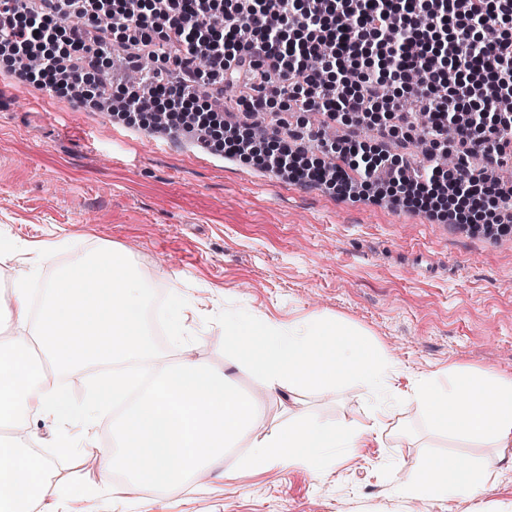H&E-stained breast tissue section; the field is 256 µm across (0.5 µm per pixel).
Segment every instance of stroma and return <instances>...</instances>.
I'll use <instances>...</instances> for the list:
<instances>
[{
    "label": "stroma",
    "instance_id": "35a3bbf8",
    "mask_svg": "<svg viewBox=\"0 0 512 512\" xmlns=\"http://www.w3.org/2000/svg\"><path fill=\"white\" fill-rule=\"evenodd\" d=\"M154 129L125 120L97 97H67L0 63V275L30 246L63 249L49 277L77 253L119 247L158 295L179 289L202 311L191 355L241 390L256 380L221 351L214 317L225 305L285 320L342 317L368 332L396 368L400 393L451 365L512 374V237L464 231L387 198L341 197L301 187L257 161L198 148L194 134L154 149ZM371 391L353 384L296 402L264 398L256 426L309 414L370 427ZM391 427L367 436L358 459L319 472L236 475L240 448L216 459L208 480L166 492L137 488L114 503L120 478L104 469L101 494L70 497V512H412L397 477L414 476L426 449L486 456L434 435L412 405L387 404ZM428 512H512V453L493 483L467 499L429 502Z\"/></svg>",
    "mask_w": 512,
    "mask_h": 512
}]
</instances>
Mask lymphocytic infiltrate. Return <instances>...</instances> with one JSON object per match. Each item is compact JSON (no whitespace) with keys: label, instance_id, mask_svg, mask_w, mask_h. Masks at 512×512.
<instances>
[{"label":"lymphocytic infiltrate","instance_id":"lymphocytic-infiltrate-1","mask_svg":"<svg viewBox=\"0 0 512 512\" xmlns=\"http://www.w3.org/2000/svg\"><path fill=\"white\" fill-rule=\"evenodd\" d=\"M512 0H43L40 9L0 0V48L14 63L40 61L32 83L84 95L113 46L142 78L120 88L125 115L165 107V126L197 134L211 150L213 97L241 88L250 113L351 114L388 140L421 142L422 160L346 138L328 142L339 164L307 162L282 146L261 156L264 168L304 185L363 186L385 179L391 196L445 212L457 222L479 214L485 234L512 223V185L490 169L512 159V122L495 101L512 98ZM91 54L94 67L64 61ZM160 61L145 71L144 56ZM453 153L450 167L437 163Z\"/></svg>","mask_w":512,"mask_h":512}]
</instances>
